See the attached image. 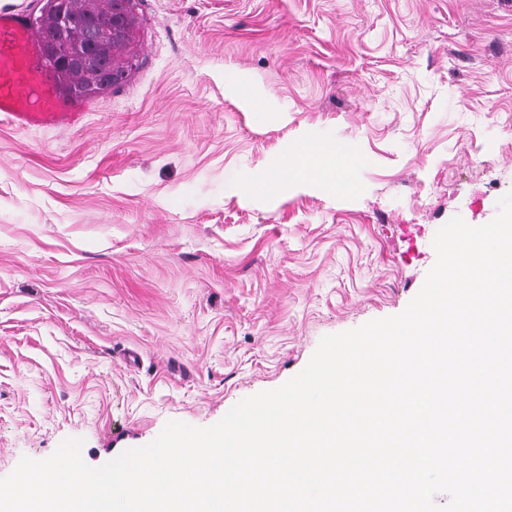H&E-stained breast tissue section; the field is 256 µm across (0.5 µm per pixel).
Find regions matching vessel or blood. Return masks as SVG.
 <instances>
[{
    "mask_svg": "<svg viewBox=\"0 0 512 512\" xmlns=\"http://www.w3.org/2000/svg\"><path fill=\"white\" fill-rule=\"evenodd\" d=\"M87 107L57 90L52 66L27 10L0 9V118L21 128L75 126Z\"/></svg>",
    "mask_w": 512,
    "mask_h": 512,
    "instance_id": "vessel-or-blood-1",
    "label": "vessel or blood"
}]
</instances>
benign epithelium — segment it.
<instances>
[{
    "label": "benign epithelium",
    "mask_w": 512,
    "mask_h": 512,
    "mask_svg": "<svg viewBox=\"0 0 512 512\" xmlns=\"http://www.w3.org/2000/svg\"><path fill=\"white\" fill-rule=\"evenodd\" d=\"M55 12L59 27L70 26L75 17L68 9V0H43ZM109 26L97 23L94 13L83 19L84 35L77 42L61 44L48 37L44 53L65 72L73 66L84 70L85 83L81 96H100L112 86L125 81L135 68L134 47L138 37V19L134 0H105Z\"/></svg>",
    "instance_id": "benign-epithelium-1"
}]
</instances>
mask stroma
<instances>
[{
  "label": "stroma",
  "instance_id": "35a3bbf8",
  "mask_svg": "<svg viewBox=\"0 0 512 512\" xmlns=\"http://www.w3.org/2000/svg\"><path fill=\"white\" fill-rule=\"evenodd\" d=\"M136 3L137 67L79 126L0 120V478L217 423L400 314L437 231L512 190V0ZM321 144L362 163L224 190ZM282 185V180L277 171H271L264 176L245 175L238 180L231 182L225 186V192L239 193L244 188L251 191L271 193L278 191Z\"/></svg>",
  "mask_w": 512,
  "mask_h": 512
}]
</instances>
